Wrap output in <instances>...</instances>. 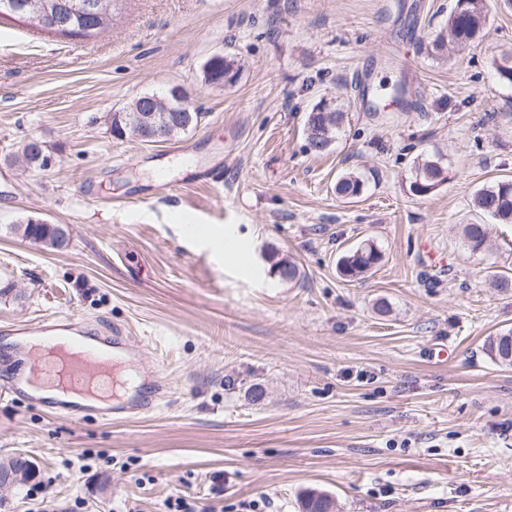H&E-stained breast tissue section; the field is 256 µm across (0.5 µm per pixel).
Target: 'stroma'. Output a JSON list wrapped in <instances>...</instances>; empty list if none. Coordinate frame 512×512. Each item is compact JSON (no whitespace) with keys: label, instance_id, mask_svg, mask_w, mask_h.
Returning <instances> with one entry per match:
<instances>
[{"label":"stroma","instance_id":"stroma-1","mask_svg":"<svg viewBox=\"0 0 512 512\" xmlns=\"http://www.w3.org/2000/svg\"><path fill=\"white\" fill-rule=\"evenodd\" d=\"M489 3L481 36L438 58L452 0H120L87 39L0 19V280L16 291L0 327L122 328L168 386L115 422L0 393V457L31 456L56 512H165L182 494L301 512L312 489L338 512H512V368L486 349L512 331L491 277L512 269V224L481 252L462 234L475 192L512 178V85L493 66L512 0ZM216 54L234 84L205 85ZM174 86L197 126L113 136L112 111ZM322 102L345 118L316 155ZM32 136L46 168L18 160ZM423 156L448 169L428 197L409 191ZM349 173L353 202L335 192ZM27 218L63 225L70 249L11 232ZM369 240L380 262L343 278ZM274 254L300 280L271 274ZM381 260V253L374 243L368 242L350 250L337 262L338 272L356 278L368 273Z\"/></svg>","mask_w":512,"mask_h":512}]
</instances>
